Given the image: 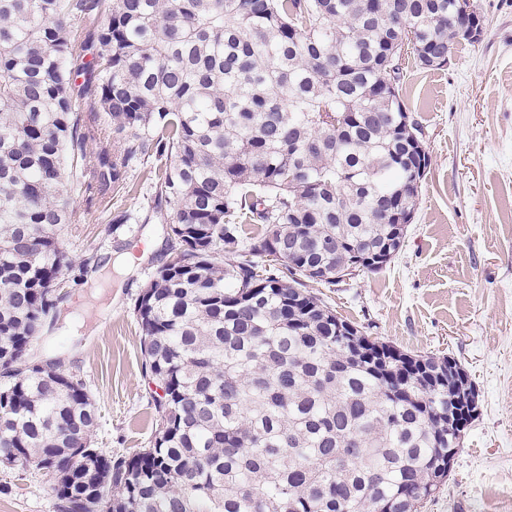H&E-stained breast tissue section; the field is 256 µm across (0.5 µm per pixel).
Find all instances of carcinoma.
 <instances>
[{"label":"carcinoma","instance_id":"obj_1","mask_svg":"<svg viewBox=\"0 0 512 512\" xmlns=\"http://www.w3.org/2000/svg\"><path fill=\"white\" fill-rule=\"evenodd\" d=\"M0 0V468L55 470L58 512H418L477 416L467 372L363 331L344 335L308 284L374 272L401 247L391 210L430 165L406 119L403 64H448L460 2ZM101 18L97 112L73 83ZM97 145L88 150L89 143ZM139 169L167 224L135 302L163 394L150 445L92 447L84 381L26 360L59 325L75 262L74 183ZM260 231L246 236L243 226Z\"/></svg>","mask_w":512,"mask_h":512}]
</instances>
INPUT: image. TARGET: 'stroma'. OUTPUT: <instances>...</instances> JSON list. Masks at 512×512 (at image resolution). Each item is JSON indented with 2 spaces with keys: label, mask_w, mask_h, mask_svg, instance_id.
<instances>
[{
  "label": "stroma",
  "mask_w": 512,
  "mask_h": 512,
  "mask_svg": "<svg viewBox=\"0 0 512 512\" xmlns=\"http://www.w3.org/2000/svg\"><path fill=\"white\" fill-rule=\"evenodd\" d=\"M478 43L447 67L407 65L403 96L431 159L400 251L382 270L312 290L367 335L417 355H448L468 371L478 417L445 486L423 512H512V0H477ZM128 187L77 192L62 231L69 258H134L123 274L98 272L75 288L67 323L31 356H58L95 403L93 447L130 456L155 431L156 386L142 372L134 313L161 265L166 226L139 172ZM128 212L139 224L114 227ZM54 478L0 469V512H57Z\"/></svg>",
  "instance_id": "obj_1"
}]
</instances>
